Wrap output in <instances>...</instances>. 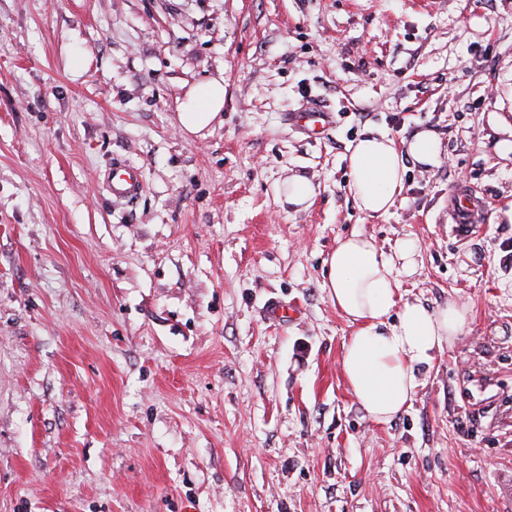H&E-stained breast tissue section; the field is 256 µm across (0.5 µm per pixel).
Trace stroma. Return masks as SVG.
I'll list each match as a JSON object with an SVG mask.
<instances>
[{"label": "stroma", "mask_w": 512, "mask_h": 512, "mask_svg": "<svg viewBox=\"0 0 512 512\" xmlns=\"http://www.w3.org/2000/svg\"><path fill=\"white\" fill-rule=\"evenodd\" d=\"M213 78L224 121L187 133ZM423 129L440 165L362 213L355 141ZM510 138L512 0H0V512H512ZM354 232L416 242L403 299L470 311L387 423L323 287ZM224 109V82L213 79L207 85L191 92L177 113L180 126L198 133L208 129ZM331 118V113L323 105L312 102L288 114V123L309 132L325 128L331 123ZM103 184L113 198L128 202L138 198L144 187L141 169L120 159L104 172ZM284 195L283 200L288 205L301 206L308 202L315 195L313 184L305 178L294 177L280 190ZM479 211L478 203L469 195L452 198L453 232L456 236L467 237L473 231V224L484 223V214Z\"/></svg>", "instance_id": "35a3bbf8"}]
</instances>
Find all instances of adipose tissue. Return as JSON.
<instances>
[{
  "mask_svg": "<svg viewBox=\"0 0 512 512\" xmlns=\"http://www.w3.org/2000/svg\"><path fill=\"white\" fill-rule=\"evenodd\" d=\"M223 108L224 82L215 79L191 92L177 121L197 133L208 129ZM440 156L437 139L426 130L416 132L403 150L381 133L358 140L348 157L349 191L357 208L371 217L388 213L404 188L406 159L434 165ZM416 253L412 240L398 241L387 253L354 232L338 241L327 261V297L355 327L343 348V375L361 408L379 422L410 406L419 366L431 364L468 319L467 309L453 302L433 310L402 299L400 278L413 273Z\"/></svg>",
  "mask_w": 512,
  "mask_h": 512,
  "instance_id": "adipose-tissue-1",
  "label": "adipose tissue"
}]
</instances>
